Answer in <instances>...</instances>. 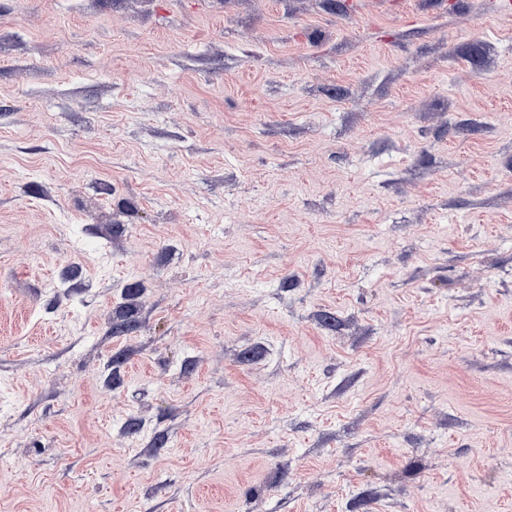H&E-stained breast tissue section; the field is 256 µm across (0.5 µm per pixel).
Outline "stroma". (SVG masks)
Wrapping results in <instances>:
<instances>
[{
    "label": "stroma",
    "instance_id": "1",
    "mask_svg": "<svg viewBox=\"0 0 512 512\" xmlns=\"http://www.w3.org/2000/svg\"><path fill=\"white\" fill-rule=\"evenodd\" d=\"M0 512H512V16L0 0Z\"/></svg>",
    "mask_w": 512,
    "mask_h": 512
}]
</instances>
